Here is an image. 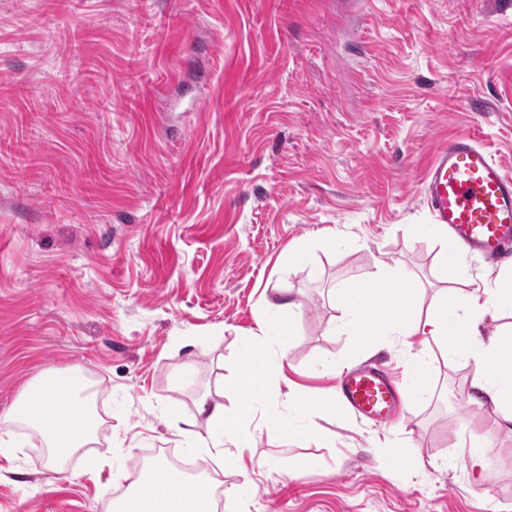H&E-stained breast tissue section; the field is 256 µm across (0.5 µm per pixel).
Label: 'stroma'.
Wrapping results in <instances>:
<instances>
[{
	"mask_svg": "<svg viewBox=\"0 0 512 512\" xmlns=\"http://www.w3.org/2000/svg\"><path fill=\"white\" fill-rule=\"evenodd\" d=\"M460 134L512 176V0H0V413L70 365L105 421L76 479L39 447L0 458V512H102L147 450L184 454L164 410L194 414L220 376L234 411L236 360L282 290L301 313L264 411L382 363L399 415L340 404L317 441L257 431L220 512H512V431L469 402L470 367L434 352L414 395L405 346L357 350L329 296L385 261L432 301L442 244L408 227L431 223L426 166ZM488 434L485 475L449 467Z\"/></svg>",
	"mask_w": 512,
	"mask_h": 512,
	"instance_id": "obj_1",
	"label": "stroma"
}]
</instances>
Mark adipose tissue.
<instances>
[{"mask_svg": "<svg viewBox=\"0 0 512 512\" xmlns=\"http://www.w3.org/2000/svg\"><path fill=\"white\" fill-rule=\"evenodd\" d=\"M441 283L432 303L423 305L411 279L389 264H380L371 280L336 284L332 298L341 312L338 328L353 336L359 349L371 351L377 340L413 337L431 340L448 358L471 368L468 398L478 405L490 400L502 423H512V336L482 339L486 318L512 317V285L473 278L456 250L438 254ZM298 305L290 297L273 304L271 314L241 350L236 363L239 403L235 413L211 393L196 402L194 416L168 415V425L197 453L198 473L183 472L154 460L136 473L126 496L106 499L103 512H214L217 476L226 460L242 463V441L252 424L291 440H316L315 413L332 411L335 399L292 396L284 413H265L261 406L274 355H286L294 336ZM99 389L81 368L70 367L29 383L13 407L0 415V456L14 457L16 431L26 428L39 439L47 465L64 472L65 462L89 446L100 425L96 408Z\"/></svg>", "mask_w": 512, "mask_h": 512, "instance_id": "adipose-tissue-1", "label": "adipose tissue"}]
</instances>
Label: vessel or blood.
Segmentation results:
<instances>
[{
	"instance_id": "b4317fda",
	"label": "vessel or blood",
	"mask_w": 512,
	"mask_h": 512,
	"mask_svg": "<svg viewBox=\"0 0 512 512\" xmlns=\"http://www.w3.org/2000/svg\"><path fill=\"white\" fill-rule=\"evenodd\" d=\"M424 195L434 223L447 225L458 244L495 263L512 259V177L475 137H453L436 151ZM337 396L357 416L380 423L398 411L387 373L375 367L343 375Z\"/></svg>"
}]
</instances>
